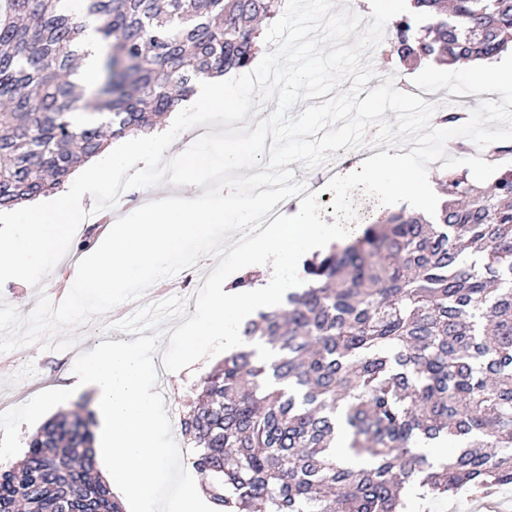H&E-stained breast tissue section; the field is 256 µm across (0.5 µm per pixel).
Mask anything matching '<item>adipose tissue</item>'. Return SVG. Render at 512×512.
Returning a JSON list of instances; mask_svg holds the SVG:
<instances>
[{
  "label": "adipose tissue",
  "instance_id": "adipose-tissue-1",
  "mask_svg": "<svg viewBox=\"0 0 512 512\" xmlns=\"http://www.w3.org/2000/svg\"><path fill=\"white\" fill-rule=\"evenodd\" d=\"M167 139V128L158 127L134 139L117 142L112 146V162L116 165L132 160L145 164L158 162ZM359 182L395 204L430 209L438 201L432 179L419 172L409 154L398 144L377 154L371 165L343 169L336 174L337 187L349 188Z\"/></svg>",
  "mask_w": 512,
  "mask_h": 512
}]
</instances>
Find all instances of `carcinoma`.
Masks as SVG:
<instances>
[{
  "mask_svg": "<svg viewBox=\"0 0 512 512\" xmlns=\"http://www.w3.org/2000/svg\"><path fill=\"white\" fill-rule=\"evenodd\" d=\"M395 24L408 62L493 59L512 0H413ZM283 0H0V209L61 187L109 141L158 125L195 81L249 66ZM105 53L75 82L88 33ZM431 219L403 211L303 265L288 308L245 323L244 346L181 419L216 512H403L512 487V166L443 186ZM366 467L336 463V416ZM94 414L62 412L0 465V512H123L93 476ZM451 444L436 464L419 450Z\"/></svg>",
  "mask_w": 512,
  "mask_h": 512,
  "instance_id": "1",
  "label": "carcinoma"
}]
</instances>
